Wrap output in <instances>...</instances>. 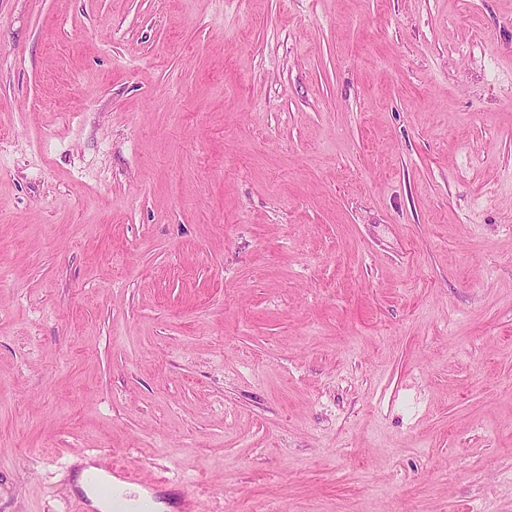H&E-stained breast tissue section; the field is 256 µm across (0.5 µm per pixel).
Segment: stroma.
Listing matches in <instances>:
<instances>
[{
    "label": "stroma",
    "mask_w": 512,
    "mask_h": 512,
    "mask_svg": "<svg viewBox=\"0 0 512 512\" xmlns=\"http://www.w3.org/2000/svg\"><path fill=\"white\" fill-rule=\"evenodd\" d=\"M512 512V0H0V512ZM95 462L97 470L90 476V485L97 494L111 501L110 512H135L131 504L135 496L126 491V485L136 484L132 472L127 467L112 462L106 452L96 454ZM114 478L118 483L114 482Z\"/></svg>",
    "instance_id": "obj_1"
}]
</instances>
